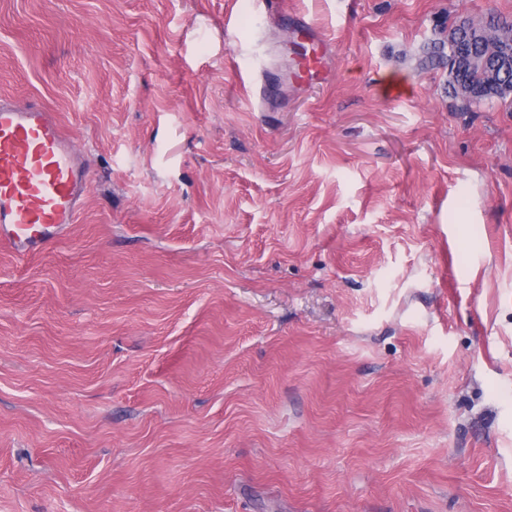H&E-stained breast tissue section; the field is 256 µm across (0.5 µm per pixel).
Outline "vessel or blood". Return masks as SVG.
I'll use <instances>...</instances> for the list:
<instances>
[{
	"label": "vessel or blood",
	"instance_id": "obj_1",
	"mask_svg": "<svg viewBox=\"0 0 512 512\" xmlns=\"http://www.w3.org/2000/svg\"><path fill=\"white\" fill-rule=\"evenodd\" d=\"M88 189L83 152L55 112L0 98V248L17 259L65 236Z\"/></svg>",
	"mask_w": 512,
	"mask_h": 512
}]
</instances>
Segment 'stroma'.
Listing matches in <instances>:
<instances>
[{"label": "stroma", "instance_id": "1", "mask_svg": "<svg viewBox=\"0 0 512 512\" xmlns=\"http://www.w3.org/2000/svg\"><path fill=\"white\" fill-rule=\"evenodd\" d=\"M290 2L0 0L90 175L0 251V512H512V110L415 67L512 0Z\"/></svg>", "mask_w": 512, "mask_h": 512}]
</instances>
